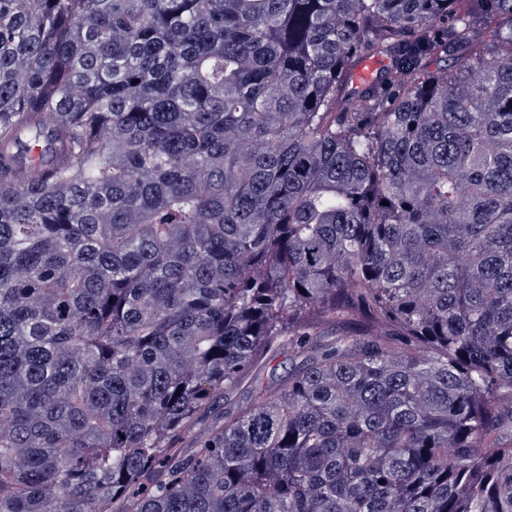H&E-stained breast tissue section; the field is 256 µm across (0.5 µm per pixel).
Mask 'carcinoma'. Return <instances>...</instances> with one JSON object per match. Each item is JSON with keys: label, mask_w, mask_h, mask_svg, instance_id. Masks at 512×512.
Here are the masks:
<instances>
[{"label": "carcinoma", "mask_w": 512, "mask_h": 512, "mask_svg": "<svg viewBox=\"0 0 512 512\" xmlns=\"http://www.w3.org/2000/svg\"><path fill=\"white\" fill-rule=\"evenodd\" d=\"M0 512H512V0H0ZM288 346L272 350L257 363L252 376L244 381L232 393L220 397L212 416L200 424V430L210 428L223 412H235L249 406L255 399L260 387L274 386L288 373L303 362Z\"/></svg>", "instance_id": "cac0c4a2"}]
</instances>
